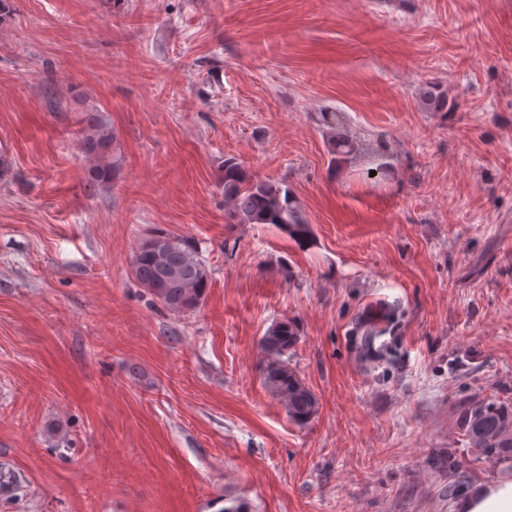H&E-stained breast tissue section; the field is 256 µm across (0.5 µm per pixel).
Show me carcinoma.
I'll return each instance as SVG.
<instances>
[{"label":"carcinoma","mask_w":512,"mask_h":512,"mask_svg":"<svg viewBox=\"0 0 512 512\" xmlns=\"http://www.w3.org/2000/svg\"><path fill=\"white\" fill-rule=\"evenodd\" d=\"M81 147L88 161L86 183L93 187L111 183L121 157L115 150L112 128L97 112L84 115ZM221 183L229 223L273 224L296 239L309 237L304 213L286 183L256 180L233 159L224 161ZM133 268L138 282L167 309L190 313L201 306L207 288L206 271L187 238L162 229L144 235L138 241ZM297 340V327L287 319L268 329L260 340L265 356L263 381L288 416L305 424L317 414L319 403L284 359ZM459 425L468 447L489 463L512 457V406L475 402L459 417Z\"/></svg>","instance_id":"carcinoma-1"}]
</instances>
